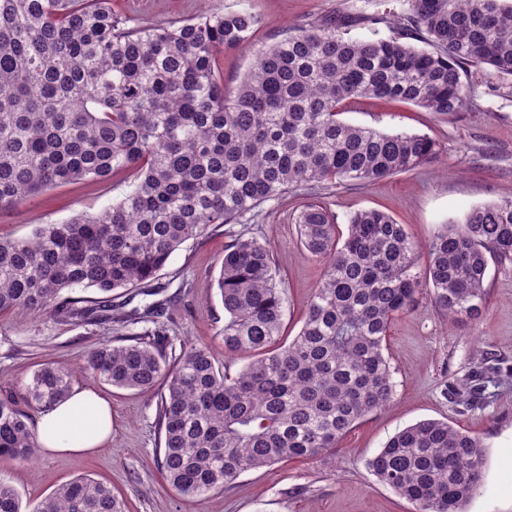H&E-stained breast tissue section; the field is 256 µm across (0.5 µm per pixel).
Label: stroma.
<instances>
[{
	"mask_svg": "<svg viewBox=\"0 0 512 512\" xmlns=\"http://www.w3.org/2000/svg\"><path fill=\"white\" fill-rule=\"evenodd\" d=\"M249 9L262 18L259 42L269 44L288 27L350 15L346 33L358 38L390 35L404 0H112V13L126 26L183 21L203 11ZM469 103L459 112L439 115L398 101L366 99L348 105L344 120L386 132L431 137L437 157L412 171L368 185L342 184L319 191L339 226L362 209H378L404 224L417 241L428 242L451 218L499 199L512 190V79L482 68L470 69ZM126 175L82 180L42 191L20 205L0 208V238L29 236L36 225L94 213L130 189ZM294 191L265 202L247 224L213 225L176 251L161 275L156 295L120 294L125 312L161 306L163 322L178 341L211 348L223 360L216 334L224 326L217 278L229 233L268 243L282 281V334L300 330L308 304L324 273L322 259L299 245L291 218L307 199ZM487 304L477 321L449 325L420 294L417 308L394 318L386 338L395 384L390 403L354 427L338 448L313 460H289L240 475L219 492L181 496L163 479L157 465L161 434L156 424L158 391L118 389L90 382L82 372L94 347L114 344L117 330L78 319L22 311L0 314V397H12L31 420L25 386L38 365L53 362L71 369L74 387L94 386L112 405V437L96 452L82 455L36 454L32 462L0 459V479L23 501L36 502L59 485L90 476L123 496L129 512H412L411 505L380 483L367 467L386 441L407 426L427 419L448 421L480 437L485 477L468 512H512V378L489 386L482 404L463 409L448 394L483 352L495 353L512 367V259L490 260Z\"/></svg>",
	"mask_w": 512,
	"mask_h": 512,
	"instance_id": "35a3bbf8",
	"label": "stroma"
}]
</instances>
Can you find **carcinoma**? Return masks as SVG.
Segmentation results:
<instances>
[{
  "instance_id": "carcinoma-1",
  "label": "carcinoma",
  "mask_w": 512,
  "mask_h": 512,
  "mask_svg": "<svg viewBox=\"0 0 512 512\" xmlns=\"http://www.w3.org/2000/svg\"><path fill=\"white\" fill-rule=\"evenodd\" d=\"M260 25L243 9L126 28L111 0H0V206L73 181L133 178L97 213L0 239V313L108 321V293L153 287L173 253L209 225L247 222L303 186L369 184L436 157L425 134L343 121L348 104L391 99L447 115L470 99L468 68L512 78V0H406L386 38L345 37L331 19L285 30L256 50L229 96L218 58L253 47ZM296 224L325 271L291 341L280 343L284 302L270 247L239 233L224 245L218 278L220 341L227 356L253 354L248 364L233 373L207 347L175 352L157 308L141 316L153 329L87 354L85 371L114 387L165 383L160 467L183 496L336 448L392 399L384 342L394 317L413 311L427 288L449 323L473 321L487 301V255L512 259V192L472 207L424 247L375 209L354 213L344 238L318 200ZM421 252L422 277L413 273ZM76 288L103 296H63ZM502 377L501 360L486 352L451 395L476 404ZM72 381L65 367L45 364L26 385L28 399L50 408ZM37 450L26 416L0 398V459L26 462ZM368 467L413 512H464L484 478L480 439L441 420L397 432ZM0 512L127 509L84 476L26 506L0 480Z\"/></svg>"
}]
</instances>
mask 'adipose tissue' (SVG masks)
<instances>
[{"mask_svg":"<svg viewBox=\"0 0 512 512\" xmlns=\"http://www.w3.org/2000/svg\"><path fill=\"white\" fill-rule=\"evenodd\" d=\"M111 432L110 406L90 388L75 390L65 401L41 413L38 420L41 450L56 455L98 450Z\"/></svg>","mask_w":512,"mask_h":512,"instance_id":"adipose-tissue-1","label":"adipose tissue"}]
</instances>
